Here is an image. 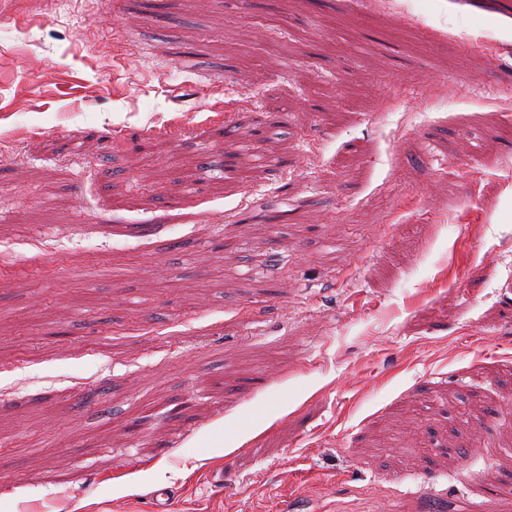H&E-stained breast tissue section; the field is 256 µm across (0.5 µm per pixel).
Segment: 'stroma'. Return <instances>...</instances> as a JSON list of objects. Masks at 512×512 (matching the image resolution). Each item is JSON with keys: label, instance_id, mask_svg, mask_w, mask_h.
Here are the masks:
<instances>
[{"label": "stroma", "instance_id": "1", "mask_svg": "<svg viewBox=\"0 0 512 512\" xmlns=\"http://www.w3.org/2000/svg\"><path fill=\"white\" fill-rule=\"evenodd\" d=\"M511 438L501 0H0V512H512Z\"/></svg>", "mask_w": 512, "mask_h": 512}]
</instances>
